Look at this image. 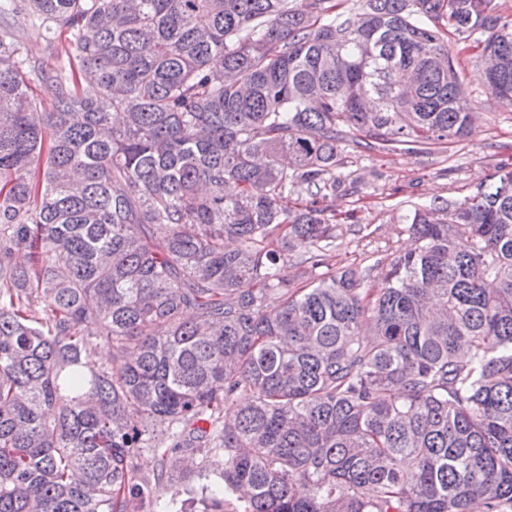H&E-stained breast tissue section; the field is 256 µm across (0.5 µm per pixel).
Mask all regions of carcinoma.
<instances>
[{"mask_svg":"<svg viewBox=\"0 0 512 512\" xmlns=\"http://www.w3.org/2000/svg\"><path fill=\"white\" fill-rule=\"evenodd\" d=\"M5 14L0 512H512V171L406 215L414 249L316 273L343 128L467 135L448 33L488 34L500 69L476 74L512 106L496 0ZM28 24L72 37L77 68L31 67L48 112Z\"/></svg>","mask_w":512,"mask_h":512,"instance_id":"cac0c4a2","label":"carcinoma"}]
</instances>
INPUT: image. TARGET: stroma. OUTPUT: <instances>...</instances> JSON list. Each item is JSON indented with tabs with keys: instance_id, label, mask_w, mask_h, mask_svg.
Instances as JSON below:
<instances>
[{
	"instance_id": "stroma-1",
	"label": "stroma",
	"mask_w": 512,
	"mask_h": 512,
	"mask_svg": "<svg viewBox=\"0 0 512 512\" xmlns=\"http://www.w3.org/2000/svg\"><path fill=\"white\" fill-rule=\"evenodd\" d=\"M448 48L463 78L459 105L475 114V126L464 138L413 149L369 148L346 135L340 144L343 164L336 171L340 187L326 203L350 214L353 227L327 255L329 268L365 266L387 252L413 248L402 222L409 210L463 200L479 185L495 182L502 169H512V107L474 80L477 48L463 50L453 41ZM22 55L53 69L74 60L70 37L60 31H30L22 40Z\"/></svg>"
}]
</instances>
